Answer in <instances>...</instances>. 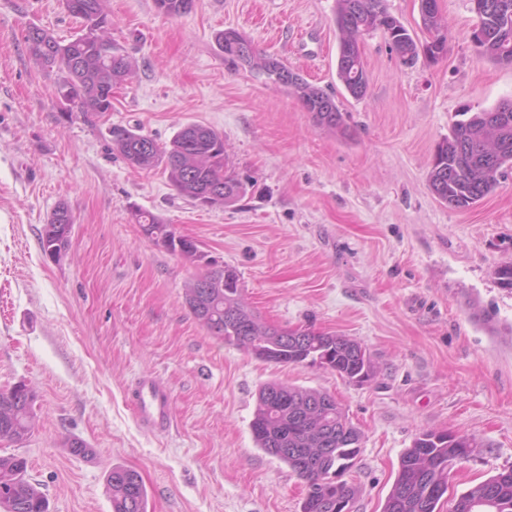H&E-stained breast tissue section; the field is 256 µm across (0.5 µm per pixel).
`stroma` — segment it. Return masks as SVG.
Returning <instances> with one entry per match:
<instances>
[{"label": "stroma", "mask_w": 512, "mask_h": 512, "mask_svg": "<svg viewBox=\"0 0 512 512\" xmlns=\"http://www.w3.org/2000/svg\"><path fill=\"white\" fill-rule=\"evenodd\" d=\"M336 0H194L181 17L155 0H105L113 43L135 64L111 111L68 113L57 77L25 43L37 26L71 38L62 0H0V390L27 384L35 427L0 456L28 461L50 512H112V467L137 471L148 512H301L303 481L256 448L250 422L263 383L335 396L362 434L346 476L352 512H382L402 452L423 430L477 446L448 476L450 492L512 465V173L474 207L429 186L437 143L464 113L512 98V67L481 54L469 0H438L448 35L439 62H403L382 31L366 35L369 83L353 98L337 76ZM234 29L334 96L348 136L315 122L298 98L225 63ZM199 123L224 136L248 181L240 201L203 208L163 169L128 164L115 126L158 144ZM71 246L46 256L40 231L59 204ZM152 212L233 268L246 302L282 328L310 326L360 341L379 369L355 385L335 372L279 365L211 336L184 303L201 274L145 237ZM143 375L171 395V425L142 428L129 397ZM82 440L78 454L68 440Z\"/></svg>", "instance_id": "obj_1"}]
</instances>
